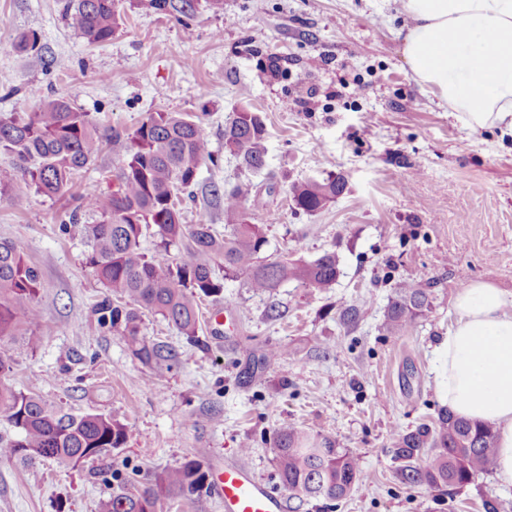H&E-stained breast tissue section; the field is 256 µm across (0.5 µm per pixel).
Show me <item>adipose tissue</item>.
Here are the masks:
<instances>
[{
    "label": "adipose tissue",
    "mask_w": 512,
    "mask_h": 512,
    "mask_svg": "<svg viewBox=\"0 0 512 512\" xmlns=\"http://www.w3.org/2000/svg\"><path fill=\"white\" fill-rule=\"evenodd\" d=\"M412 78L464 125L512 131V0H398ZM440 344L444 402L497 434L496 477L512 486V294L474 281Z\"/></svg>",
    "instance_id": "obj_1"
}]
</instances>
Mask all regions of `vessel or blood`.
Masks as SVG:
<instances>
[{
	"label": "vessel or blood",
	"instance_id": "vessel-or-blood-1",
	"mask_svg": "<svg viewBox=\"0 0 512 512\" xmlns=\"http://www.w3.org/2000/svg\"><path fill=\"white\" fill-rule=\"evenodd\" d=\"M211 493L224 512H286L283 496L259 481L244 464H228L212 478Z\"/></svg>",
	"mask_w": 512,
	"mask_h": 512
}]
</instances>
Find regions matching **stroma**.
<instances>
[{
  "label": "stroma",
  "instance_id": "1",
  "mask_svg": "<svg viewBox=\"0 0 512 512\" xmlns=\"http://www.w3.org/2000/svg\"><path fill=\"white\" fill-rule=\"evenodd\" d=\"M64 3L0 0V114L63 96L105 131L157 111L202 116L213 159L183 196L186 223L223 231L225 187L251 182L241 211L266 233L263 257L329 251L339 275L329 288L287 281L270 293L225 281L201 297L192 338L146 316L143 336L173 356L145 365L98 325L107 291L86 261L82 226L62 224L74 195L114 187L122 144L105 143L72 197L17 180L0 195V238L21 248L41 286L35 348L0 341L8 383L75 415L112 416L128 434L75 467L0 460V512H101L113 492L192 460L211 473L243 462L278 490L274 442L285 421L334 438L362 467L345 499L292 498L287 512H483L488 496L512 512V486L495 474L450 498L403 484L391 457L395 432L437 428L446 412L438 348L457 292L478 280L512 291V135L464 127L420 89L396 36L405 18L395 0H224L219 12L194 0L181 19L150 0H119L102 46L69 26ZM32 31L41 55L17 52ZM243 104L266 127L257 173L224 151V124ZM329 171L344 176V193L318 212L297 209L293 185ZM401 281L431 285L432 307L394 335L383 322ZM349 305L362 312L352 326L340 319Z\"/></svg>",
  "mask_w": 512,
  "mask_h": 512
}]
</instances>
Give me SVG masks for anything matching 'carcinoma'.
<instances>
[{"mask_svg":"<svg viewBox=\"0 0 512 512\" xmlns=\"http://www.w3.org/2000/svg\"><path fill=\"white\" fill-rule=\"evenodd\" d=\"M155 9L188 15L192 0H152ZM68 24L91 45L112 40L119 10L116 0H66ZM15 49L41 51L32 31L19 37ZM266 129L247 107L233 114L224 127V150L251 172L265 165ZM106 135L90 113L60 97L25 112L0 115V194L22 178L34 193L64 198L74 178L102 152ZM126 151L111 192L87 189L67 216L87 233V262L110 298L98 308V323L127 337L132 353L150 364L165 359L163 346L141 336L145 314L159 315L185 336L197 333L199 299L224 289L227 279H241L257 292L270 293L285 281L329 288L339 275L336 255L262 260L267 244L263 228L242 216V199L253 185L242 181L224 191L227 224L220 235L211 224L184 223L180 195L197 182L200 165L212 160L202 121L182 112H152L126 133ZM345 179L334 173L297 184L296 208L308 213L323 209L343 193ZM156 228L160 245L152 255L141 239ZM222 262L224 275L215 271ZM40 287L38 269L25 259L16 243L0 239V340L28 335L37 313L32 300ZM431 309L430 292L412 283L396 284L385 314L393 334L413 329ZM11 358L0 355V413L19 430L15 439L0 441V459L33 464L46 459L76 465L119 448L127 426L103 414L63 413L32 394L6 383ZM275 453L282 486L292 495L340 500L352 493L361 477L359 458L336 440L312 434L285 422L277 432ZM392 458L402 482L438 490L453 497L479 477L493 471L495 433L489 425L446 414L437 430L419 426L395 436ZM209 488L200 463L189 461L153 474L141 490L115 492L101 512H156L165 498L199 497Z\"/></svg>","mask_w":512,"mask_h":512,"instance_id":"obj_1","label":"carcinoma"}]
</instances>
